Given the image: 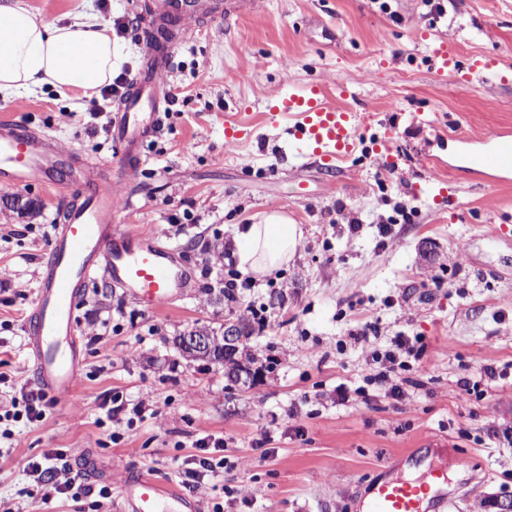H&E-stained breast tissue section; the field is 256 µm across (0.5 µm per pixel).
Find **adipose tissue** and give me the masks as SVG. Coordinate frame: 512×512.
<instances>
[{"label":"adipose tissue","instance_id":"adipose-tissue-1","mask_svg":"<svg viewBox=\"0 0 512 512\" xmlns=\"http://www.w3.org/2000/svg\"><path fill=\"white\" fill-rule=\"evenodd\" d=\"M116 45L106 28L60 25L38 18L19 0H0V94L51 87L93 95L111 82ZM301 231L283 214L265 215L237 230L239 267L263 279L291 261Z\"/></svg>","mask_w":512,"mask_h":512}]
</instances>
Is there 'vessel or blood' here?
Returning a JSON list of instances; mask_svg holds the SVG:
<instances>
[{
    "mask_svg": "<svg viewBox=\"0 0 512 512\" xmlns=\"http://www.w3.org/2000/svg\"><path fill=\"white\" fill-rule=\"evenodd\" d=\"M198 12L196 0H156L155 13L164 22L185 23ZM436 76L481 72L495 59L482 55L462 60L454 45L442 42L429 56ZM157 68L137 74L113 115L110 134L118 158L125 164L141 159V150L158 128L167 97L157 80ZM274 111L294 120L295 137L307 157L322 161L349 158L366 123L362 113L329 105L318 86L279 97ZM470 172L491 187L512 183V132L494 130L467 138ZM61 151L45 135L24 126L0 123V188L16 189L53 182ZM76 186L85 196L69 207L55 225L30 317L25 323L31 350L30 372L51 398L70 400L82 369L76 304L87 285L104 279L131 292L148 307L171 302L190 284L191 273L175 249L153 237L113 224L117 205L115 182L95 168L78 165ZM421 486L380 481L373 488L367 512H423ZM123 496L135 512H197L196 503L176 491H162L150 477L128 482Z\"/></svg>",
    "mask_w": 512,
    "mask_h": 512,
    "instance_id": "b4317fda",
    "label": "vessel or blood"
}]
</instances>
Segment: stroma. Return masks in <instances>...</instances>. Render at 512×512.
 <instances>
[{
	"label": "stroma",
	"mask_w": 512,
	"mask_h": 512,
	"mask_svg": "<svg viewBox=\"0 0 512 512\" xmlns=\"http://www.w3.org/2000/svg\"><path fill=\"white\" fill-rule=\"evenodd\" d=\"M60 25L106 24L138 71L152 0H23ZM224 18L193 21L160 82L179 97L161 112L157 134L129 168L113 154L112 111L86 131L90 100L50 87L0 97V122H16L65 147L64 165L104 166L120 184L114 221L156 236L190 262L195 279L169 305L150 309L122 289L92 283L77 309L83 366L74 404L55 402L45 425L18 445L0 441V496L22 512H89L86 498L26 496L25 468L72 448L83 479L110 486L108 512H127L120 492L140 474L181 486L177 466L193 441L224 439L235 462L221 485L193 495L199 512H362L382 479L423 481L448 471L446 512H497L512 502V184L484 187L448 160L463 136L512 130V0H248ZM130 20L122 33L115 22ZM454 42L463 57L497 51L493 73L466 81L437 77L428 52ZM320 85L327 100L364 113L372 133L392 129L394 150L356 151L338 167L295 156L289 119L270 116L277 94ZM244 125L233 145L225 121ZM21 211L0 203V400L34 386L24 320L52 227L80 203L67 176L20 188ZM280 212L302 230L288 265L253 280L240 274L237 299L217 300L219 253H233L237 226ZM489 224L506 225L489 236ZM264 308L249 350L264 364L246 384L221 365L184 357L176 338ZM380 328L363 343L352 330ZM423 337L427 352L408 371L401 401L384 392L336 402V387L363 384L368 349L393 336ZM491 366L508 371L483 399L464 396L462 378ZM117 392L144 402L134 426L96 422L98 398ZM300 415L292 419L289 409ZM272 441L256 447L262 427ZM120 441H113V434Z\"/></svg>",
	"instance_id": "35a3bbf8"
}]
</instances>
